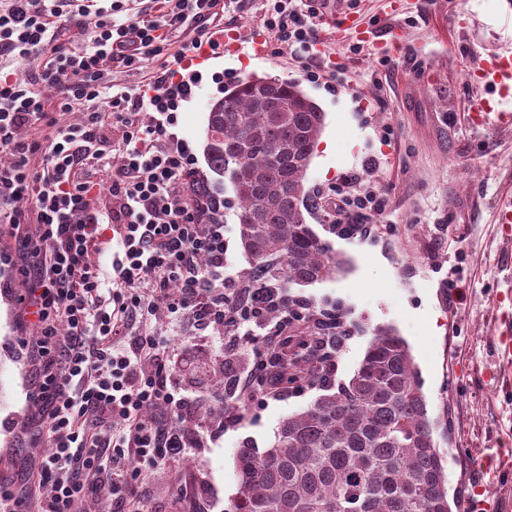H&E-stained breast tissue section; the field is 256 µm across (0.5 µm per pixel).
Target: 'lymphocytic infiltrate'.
Listing matches in <instances>:
<instances>
[{
    "instance_id": "1",
    "label": "lymphocytic infiltrate",
    "mask_w": 512,
    "mask_h": 512,
    "mask_svg": "<svg viewBox=\"0 0 512 512\" xmlns=\"http://www.w3.org/2000/svg\"><path fill=\"white\" fill-rule=\"evenodd\" d=\"M249 0H0V59L26 66L0 76V224H36L20 302L36 330L33 395L38 416L22 423L43 441L37 464L51 486L36 512H82L93 479L112 474V512H138L142 470L204 448L224 427L222 395L197 388L210 367L205 337L173 354L171 340L133 334L165 305L176 323L224 322L237 284L224 273L223 204L191 197L196 158L167 131L195 77L162 63L209 48L217 21ZM263 23L278 43L310 52L315 0H265ZM78 29L82 44L61 41ZM146 71L134 86L117 68ZM77 112L61 124L57 113ZM121 129L111 142L108 125ZM47 125L44 138L29 129ZM119 165H111L112 154ZM336 195L350 212L383 215L385 193L363 174L343 176ZM115 243L110 266L104 240ZM165 409L164 420L152 410Z\"/></svg>"
}]
</instances>
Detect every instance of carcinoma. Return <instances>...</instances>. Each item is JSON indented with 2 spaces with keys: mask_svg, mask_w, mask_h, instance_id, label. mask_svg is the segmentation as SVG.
Here are the masks:
<instances>
[{
  "mask_svg": "<svg viewBox=\"0 0 512 512\" xmlns=\"http://www.w3.org/2000/svg\"><path fill=\"white\" fill-rule=\"evenodd\" d=\"M324 113L295 81L247 77L209 104L204 154L209 173H234L239 238L248 267L243 301L274 289L288 308V335L270 354L271 384L288 383L310 365L307 380L321 394L279 424L262 452L235 455L237 491L230 512H454L445 460L433 438L421 374L407 341L375 327L350 379L327 369L338 359L353 324L337 306L318 308L290 289L322 281L346 260L320 238L306 215L318 206L306 175ZM209 173L192 176L189 193L221 196ZM305 333H294L299 324Z\"/></svg>",
  "mask_w": 512,
  "mask_h": 512,
  "instance_id": "cac0c4a2",
  "label": "carcinoma"
}]
</instances>
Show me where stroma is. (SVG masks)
Listing matches in <instances>:
<instances>
[{"label": "stroma", "mask_w": 512, "mask_h": 512, "mask_svg": "<svg viewBox=\"0 0 512 512\" xmlns=\"http://www.w3.org/2000/svg\"><path fill=\"white\" fill-rule=\"evenodd\" d=\"M365 24L403 34L392 56L378 41L337 36L336 12L318 26L320 51L313 61L335 76L333 84L305 81L298 48L268 41L255 57L251 39L264 35V0H251L224 28L223 55L197 64L198 81L181 102L168 131L203 159L208 105L245 77L299 82L324 113L306 187L321 196L324 211L309 222L347 261L344 271L296 294L321 305L342 304L361 328L347 341L336 377L345 381L364 355L369 332L389 326L405 338L421 372L433 437L448 459L449 491L469 497L485 485L490 497L512 499V473L496 471L512 458V357L502 345L512 326V239L496 208L512 197V129L475 134L470 109L480 97L469 73L477 58L512 51V0H336ZM368 173L389 199L383 219L361 216L362 233L337 236L333 223H349L329 190L352 171ZM228 242L225 271L240 277L248 265L240 246L229 180H222ZM23 240L0 226V486L48 493L35 485L31 466L40 450L25 444L17 423L37 409L27 396L32 361L21 341L36 332L17 293L14 261ZM463 286L464 301L454 297ZM317 389L249 402L223 435L199 453L171 463L163 481H146L143 512H226L235 495L238 448H267L283 418L310 405Z\"/></svg>", "instance_id": "stroma-1"}]
</instances>
